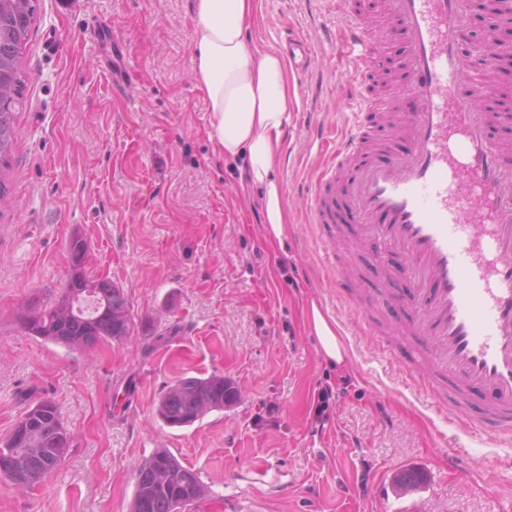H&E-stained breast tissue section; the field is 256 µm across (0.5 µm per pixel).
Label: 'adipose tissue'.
Here are the masks:
<instances>
[{
	"mask_svg": "<svg viewBox=\"0 0 512 512\" xmlns=\"http://www.w3.org/2000/svg\"><path fill=\"white\" fill-rule=\"evenodd\" d=\"M256 12L257 0H194L190 68L209 102V139L225 164L245 161L247 177L260 192L267 238L274 242L288 222L276 170L293 100L281 53L247 36ZM304 315L327 362L343 364L336 330L317 301L308 302Z\"/></svg>",
	"mask_w": 512,
	"mask_h": 512,
	"instance_id": "adipose-tissue-1",
	"label": "adipose tissue"
}]
</instances>
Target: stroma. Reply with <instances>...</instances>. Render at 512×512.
Here are the masks:
<instances>
[{
	"label": "stroma",
	"mask_w": 512,
	"mask_h": 512,
	"mask_svg": "<svg viewBox=\"0 0 512 512\" xmlns=\"http://www.w3.org/2000/svg\"><path fill=\"white\" fill-rule=\"evenodd\" d=\"M193 0H39L22 51L25 80L7 193L0 199V441L31 398L57 403L73 438L69 455L37 487L0 478V512H129L138 465L170 449L199 472L209 496L196 512H512V445L445 423L431 405L442 376L405 377L386 349H426L397 337L413 309L406 261L391 254L382 283L374 244L348 206L356 165L336 183L330 241L311 221L317 176L350 130L336 0H259L247 36L283 49L285 35L312 51L283 141L280 180L291 222L266 240L258 190L244 163L225 165L208 137L210 112L190 73ZM108 22L133 76L114 94L92 36ZM86 270L123 288L131 336L86 351L29 335L28 303L52 304L70 276L69 241ZM336 249L350 281L324 268ZM316 299L345 346L328 365L304 317ZM377 334H369V326ZM224 375L236 404L184 428L156 406L186 376ZM329 391V419L315 402ZM461 456L460 479L448 463ZM419 471L412 489L396 485Z\"/></svg>",
	"instance_id": "stroma-1"
}]
</instances>
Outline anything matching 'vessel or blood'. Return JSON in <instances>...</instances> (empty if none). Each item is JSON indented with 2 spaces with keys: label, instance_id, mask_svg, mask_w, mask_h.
<instances>
[{
  "label": "vessel or blood",
  "instance_id": "vessel-or-blood-1",
  "mask_svg": "<svg viewBox=\"0 0 512 512\" xmlns=\"http://www.w3.org/2000/svg\"><path fill=\"white\" fill-rule=\"evenodd\" d=\"M340 6L353 122L317 180L312 221L335 223L334 183L349 160L367 155L351 184L350 206L378 241L377 264L390 247L408 262L416 319L404 334L433 343L431 362L448 373L450 416L512 439V151L490 136L489 117L478 106L490 92L482 72L495 60L475 63L464 48L467 0H385L405 38L409 75L388 103L414 102L397 128L411 149L398 155L369 148L368 82L380 45L355 0ZM103 69L113 89L123 91L130 81L124 55L112 50ZM473 387L489 395L476 417L464 399Z\"/></svg>",
  "mask_w": 512,
  "mask_h": 512
}]
</instances>
